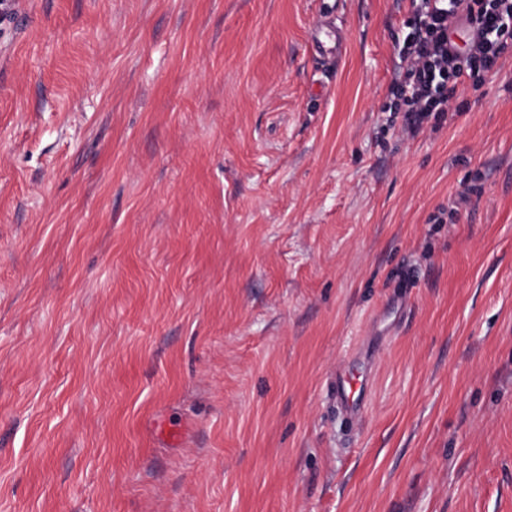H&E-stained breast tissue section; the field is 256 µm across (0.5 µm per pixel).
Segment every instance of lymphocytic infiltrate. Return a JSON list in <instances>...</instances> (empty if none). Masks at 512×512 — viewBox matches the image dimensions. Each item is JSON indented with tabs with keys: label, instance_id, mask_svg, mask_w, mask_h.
Segmentation results:
<instances>
[{
	"label": "lymphocytic infiltrate",
	"instance_id": "f902f5d3",
	"mask_svg": "<svg viewBox=\"0 0 512 512\" xmlns=\"http://www.w3.org/2000/svg\"><path fill=\"white\" fill-rule=\"evenodd\" d=\"M459 25L471 33L464 51L451 45ZM405 28L389 109L402 113V131L414 133L450 109L458 83L498 70L512 46V0H411Z\"/></svg>",
	"mask_w": 512,
	"mask_h": 512
}]
</instances>
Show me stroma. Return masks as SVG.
Wrapping results in <instances>:
<instances>
[{
	"label": "stroma",
	"instance_id": "stroma-1",
	"mask_svg": "<svg viewBox=\"0 0 512 512\" xmlns=\"http://www.w3.org/2000/svg\"><path fill=\"white\" fill-rule=\"evenodd\" d=\"M7 2L0 512H512V52L409 135L410 0Z\"/></svg>",
	"mask_w": 512,
	"mask_h": 512
}]
</instances>
